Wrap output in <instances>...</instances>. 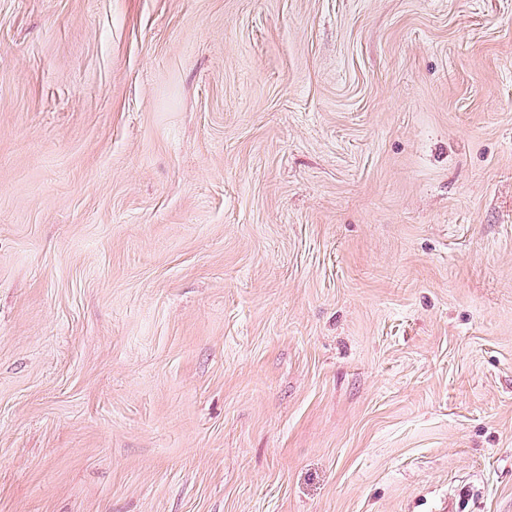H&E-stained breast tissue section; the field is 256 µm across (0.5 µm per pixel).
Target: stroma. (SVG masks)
<instances>
[{
  "label": "stroma",
  "mask_w": 512,
  "mask_h": 512,
  "mask_svg": "<svg viewBox=\"0 0 512 512\" xmlns=\"http://www.w3.org/2000/svg\"><path fill=\"white\" fill-rule=\"evenodd\" d=\"M512 512V0H0V512Z\"/></svg>",
  "instance_id": "1"
}]
</instances>
